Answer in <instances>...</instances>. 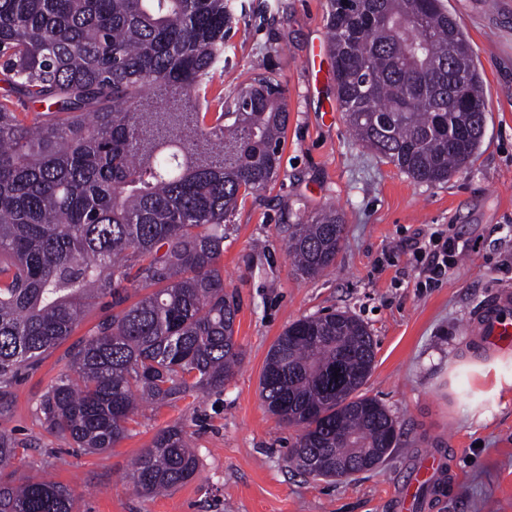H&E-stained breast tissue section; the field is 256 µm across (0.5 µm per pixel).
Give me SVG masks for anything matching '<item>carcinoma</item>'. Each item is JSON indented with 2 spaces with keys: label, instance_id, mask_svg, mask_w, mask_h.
<instances>
[{
  "label": "carcinoma",
  "instance_id": "obj_1",
  "mask_svg": "<svg viewBox=\"0 0 512 512\" xmlns=\"http://www.w3.org/2000/svg\"><path fill=\"white\" fill-rule=\"evenodd\" d=\"M326 21L356 140L418 183L466 167L483 138V79L443 0H327ZM233 22L225 0H0V407L91 306L112 309L37 406L76 452L115 447L143 401L224 390L238 365L227 222L276 177L288 109L268 72L210 112ZM343 232L334 208L288 225L293 272L327 271ZM131 288L144 294L128 306ZM374 359L368 326L345 311L277 337L261 396L299 431L296 468L334 477L342 460H385L396 422L360 393ZM15 445L0 431V512H74L58 482L13 484ZM198 467L175 423L130 478L151 496Z\"/></svg>",
  "mask_w": 512,
  "mask_h": 512
}]
</instances>
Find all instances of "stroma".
I'll return each mask as SVG.
<instances>
[{
	"instance_id": "obj_1",
	"label": "stroma",
	"mask_w": 512,
	"mask_h": 512,
	"mask_svg": "<svg viewBox=\"0 0 512 512\" xmlns=\"http://www.w3.org/2000/svg\"><path fill=\"white\" fill-rule=\"evenodd\" d=\"M469 37L482 74L486 126L471 163L447 182H414L359 145L336 105L327 49L326 0H228L237 25L214 91L233 97L274 67L288 108L275 181L240 200L224 241V282L240 310L242 360L223 391L140 408L128 435L103 453L73 452L37 413L47 384L66 370L72 345L103 316L91 310L13 389L0 430L18 443L16 475L46 471L75 497V512H393L388 496L430 451L451 456L452 474L424 512H512V351H489L473 329L503 290L512 291V0H444ZM332 206L345 238L322 276L294 275L285 243L297 216ZM437 229L467 240L438 286L419 287L409 246ZM345 311L370 329L374 365L362 388L398 426L377 470L312 477L288 463L297 430L278 425L260 376L276 338L294 321ZM184 424L196 476L170 493L139 494L130 463L154 435Z\"/></svg>"
}]
</instances>
